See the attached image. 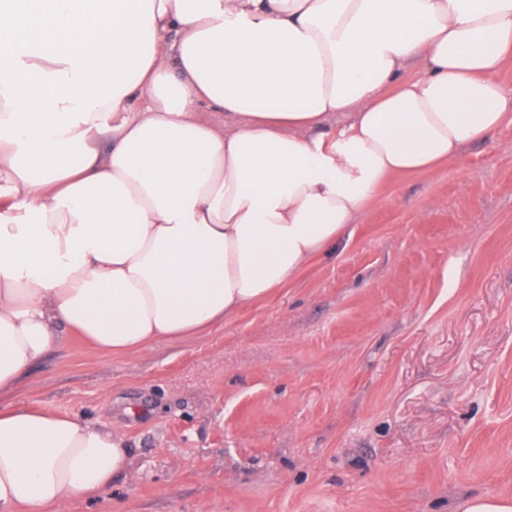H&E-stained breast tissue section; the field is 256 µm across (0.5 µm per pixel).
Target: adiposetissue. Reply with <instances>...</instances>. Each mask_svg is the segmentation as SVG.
Listing matches in <instances>:
<instances>
[{
	"label": "adipose tissue",
	"instance_id": "ef3b65f1",
	"mask_svg": "<svg viewBox=\"0 0 512 512\" xmlns=\"http://www.w3.org/2000/svg\"><path fill=\"white\" fill-rule=\"evenodd\" d=\"M510 57L512 0H0V393L60 337L132 356L268 299L386 180L512 125ZM131 466L110 426L0 408V512Z\"/></svg>",
	"mask_w": 512,
	"mask_h": 512
}]
</instances>
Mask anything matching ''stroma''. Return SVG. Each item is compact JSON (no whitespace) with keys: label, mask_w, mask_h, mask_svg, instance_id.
Listing matches in <instances>:
<instances>
[{"label":"stroma","mask_w":512,"mask_h":512,"mask_svg":"<svg viewBox=\"0 0 512 512\" xmlns=\"http://www.w3.org/2000/svg\"><path fill=\"white\" fill-rule=\"evenodd\" d=\"M354 232L207 332L71 337L1 405L122 432L69 512H459L512 499V126L387 182ZM459 512H511L512 499L477 495L466 499Z\"/></svg>","instance_id":"35a3bbf8"}]
</instances>
